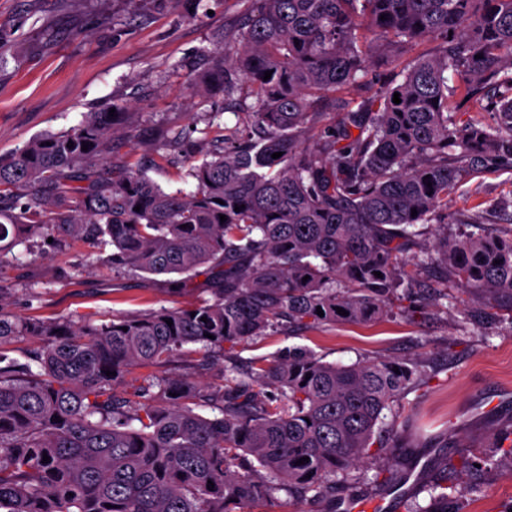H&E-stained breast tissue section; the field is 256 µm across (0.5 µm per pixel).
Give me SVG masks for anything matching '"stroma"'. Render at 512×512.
Masks as SVG:
<instances>
[{
  "instance_id": "1",
  "label": "stroma",
  "mask_w": 512,
  "mask_h": 512,
  "mask_svg": "<svg viewBox=\"0 0 512 512\" xmlns=\"http://www.w3.org/2000/svg\"><path fill=\"white\" fill-rule=\"evenodd\" d=\"M239 14L237 0H198L195 8L180 10L169 0H0V27L11 32L0 45V155L42 133L78 125L111 103L136 116L113 140V163L146 171L166 191L194 192L189 169L203 129L238 127L252 103L242 92L228 101L220 93L195 95L189 89L223 52ZM164 130L171 141L160 139ZM448 211L454 224L419 225L409 256L433 253L436 238L445 235L494 236L511 229L512 169H480L452 196ZM109 254L71 236L16 246L0 260L8 310L100 324L214 298V270L200 268L186 280L147 279L113 268ZM443 292L456 296V303L436 304ZM399 295L392 314L374 323L282 326L240 342L209 366L202 363L200 345L190 344L168 365L130 369L124 383L186 376L210 385L225 369L245 374L292 348L342 365L403 362L415 373L396 408L397 453L385 450L357 467L355 488L337 487L323 504L325 512H338L350 493L371 497L387 491L376 475L395 458L401 475L417 472L421 478L419 488L390 512H407L414 500L427 504L423 488L434 483L459 485V512H512V460L499 449L503 438L512 437V313L481 318L482 295L447 285L435 268ZM463 449L482 457V467L457 473Z\"/></svg>"
}]
</instances>
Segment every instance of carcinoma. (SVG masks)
Segmentation results:
<instances>
[{
	"instance_id": "cac0c4a2",
	"label": "carcinoma",
	"mask_w": 512,
	"mask_h": 512,
	"mask_svg": "<svg viewBox=\"0 0 512 512\" xmlns=\"http://www.w3.org/2000/svg\"><path fill=\"white\" fill-rule=\"evenodd\" d=\"M238 2L236 41L192 90L231 96L245 82L258 135L216 134L224 148L189 172L196 192L167 193L142 171L112 167L125 112H91L0 156V254L22 239L76 235L151 276L223 268L212 303L99 325L7 312L0 287V512H270L281 490L323 501L336 476L375 458L374 429L414 369L290 349L249 381L145 379L131 397L115 386L189 344L223 352L282 322L386 317L401 283L432 263L407 256L415 227L453 223L448 199L475 170L512 166V0ZM404 57L400 83L374 86L376 59ZM490 90L495 122L456 120L464 105L484 110ZM322 101L342 130L307 151ZM435 250L447 278L512 313V230L445 237ZM24 338L40 346L20 363L4 346ZM456 499L457 488L435 485L409 512H452Z\"/></svg>"
}]
</instances>
